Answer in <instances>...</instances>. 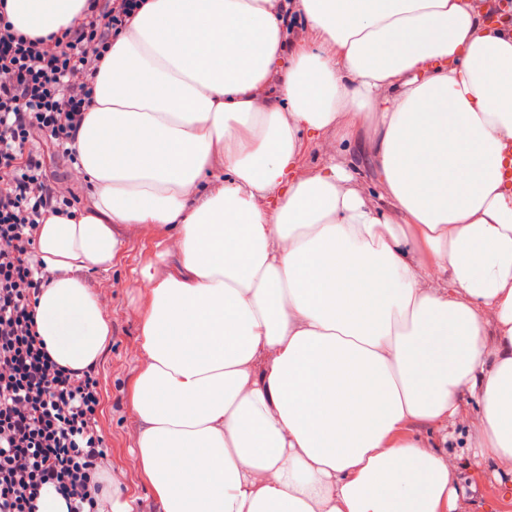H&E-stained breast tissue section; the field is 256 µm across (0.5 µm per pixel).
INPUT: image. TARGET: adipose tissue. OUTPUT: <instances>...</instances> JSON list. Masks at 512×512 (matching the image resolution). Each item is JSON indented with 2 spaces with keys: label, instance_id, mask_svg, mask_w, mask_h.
<instances>
[{
  "label": "adipose tissue",
  "instance_id": "1",
  "mask_svg": "<svg viewBox=\"0 0 512 512\" xmlns=\"http://www.w3.org/2000/svg\"><path fill=\"white\" fill-rule=\"evenodd\" d=\"M85 4L7 14L45 37ZM293 9L309 38L290 49L279 0H147L113 38L75 134L92 206L41 226L38 333L96 367L111 328L80 272L110 270L133 227H173L169 263L137 278L130 391L161 512H454L458 468L417 426L470 393L474 456L512 461V26L473 0ZM361 125L378 200L342 165L300 174L305 139Z\"/></svg>",
  "mask_w": 512,
  "mask_h": 512
}]
</instances>
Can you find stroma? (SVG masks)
<instances>
[{"label": "stroma", "instance_id": "1", "mask_svg": "<svg viewBox=\"0 0 512 512\" xmlns=\"http://www.w3.org/2000/svg\"><path fill=\"white\" fill-rule=\"evenodd\" d=\"M169 229L146 225L130 231L122 253L109 271L86 273L89 288L109 302L107 319L112 328L111 341L97 365L102 386L99 424L109 449L111 476L124 496L133 499L134 512H160L149 485L132 464L136 446V426L129 409V390L140 367L136 355L140 338L139 324L146 306L145 289L135 287L137 269L155 261L166 249Z\"/></svg>", "mask_w": 512, "mask_h": 512}]
</instances>
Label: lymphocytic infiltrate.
I'll return each mask as SVG.
<instances>
[{
	"label": "lymphocytic infiltrate",
	"instance_id": "obj_1",
	"mask_svg": "<svg viewBox=\"0 0 512 512\" xmlns=\"http://www.w3.org/2000/svg\"><path fill=\"white\" fill-rule=\"evenodd\" d=\"M143 5L86 0L77 26L32 38L0 0V512H37L47 484L68 512H93L104 488L95 477L108 460L99 379L57 364L35 318L47 284L36 255L41 226L72 217L82 201L48 185L33 143L45 140L77 164L71 142L93 103V61Z\"/></svg>",
	"mask_w": 512,
	"mask_h": 512
}]
</instances>
